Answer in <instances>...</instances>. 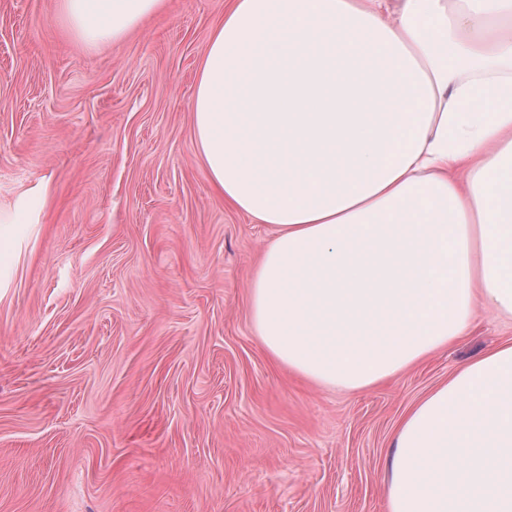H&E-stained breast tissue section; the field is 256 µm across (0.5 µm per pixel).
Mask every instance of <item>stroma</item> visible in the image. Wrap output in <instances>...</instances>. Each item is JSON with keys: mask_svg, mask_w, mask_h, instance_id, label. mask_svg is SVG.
Here are the masks:
<instances>
[{"mask_svg": "<svg viewBox=\"0 0 512 512\" xmlns=\"http://www.w3.org/2000/svg\"><path fill=\"white\" fill-rule=\"evenodd\" d=\"M224 2L91 48L60 0H0V220L27 244L0 256V512H388L402 416L512 340L477 308L360 392L272 361L249 309L272 230L211 188L189 110Z\"/></svg>", "mask_w": 512, "mask_h": 512, "instance_id": "35a3bbf8", "label": "stroma"}]
</instances>
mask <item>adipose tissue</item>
Returning a JSON list of instances; mask_svg holds the SVG:
<instances>
[{
    "label": "adipose tissue",
    "instance_id": "adipose-tissue-1",
    "mask_svg": "<svg viewBox=\"0 0 512 512\" xmlns=\"http://www.w3.org/2000/svg\"><path fill=\"white\" fill-rule=\"evenodd\" d=\"M165 0H61L117 44ZM191 112L212 188L269 225L271 358L361 391L512 319V0H227ZM388 512H512V342L402 418Z\"/></svg>",
    "mask_w": 512,
    "mask_h": 512
}]
</instances>
